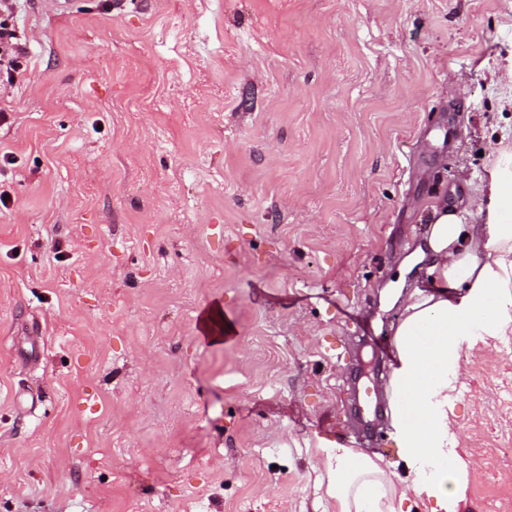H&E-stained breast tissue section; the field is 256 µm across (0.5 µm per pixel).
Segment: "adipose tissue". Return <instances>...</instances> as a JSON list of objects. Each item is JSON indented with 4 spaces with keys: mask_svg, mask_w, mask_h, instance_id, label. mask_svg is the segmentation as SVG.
<instances>
[{
    "mask_svg": "<svg viewBox=\"0 0 512 512\" xmlns=\"http://www.w3.org/2000/svg\"><path fill=\"white\" fill-rule=\"evenodd\" d=\"M420 269L422 283L407 282ZM402 315L387 392L397 462L322 449L336 512H456L468 471L449 420L463 354L512 330V135L501 132L468 208L433 206L428 236L402 263Z\"/></svg>",
    "mask_w": 512,
    "mask_h": 512,
    "instance_id": "obj_1",
    "label": "adipose tissue"
}]
</instances>
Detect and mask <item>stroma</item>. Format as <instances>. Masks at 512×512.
<instances>
[{"mask_svg":"<svg viewBox=\"0 0 512 512\" xmlns=\"http://www.w3.org/2000/svg\"><path fill=\"white\" fill-rule=\"evenodd\" d=\"M76 2L21 0L0 85V512H334L320 449L392 453L383 293L512 123V0ZM459 391V512H512V333ZM15 0H4L0 3V73L2 83V72L6 82L15 84L24 78L27 72L26 55L28 53L26 43L20 42V38L14 29L12 21L14 15ZM15 40V41H14Z\"/></svg>","mask_w":512,"mask_h":512,"instance_id":"35a3bbf8","label":"stroma"}]
</instances>
